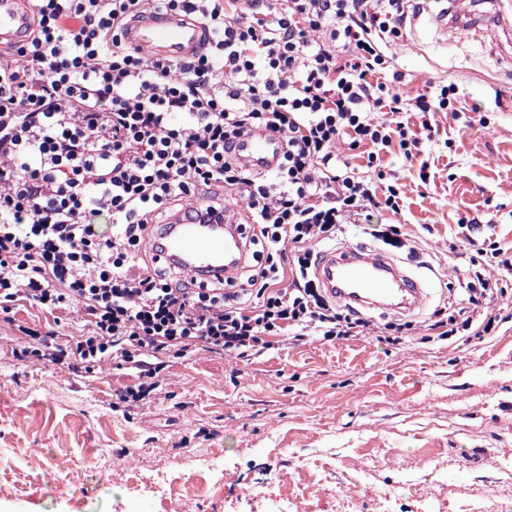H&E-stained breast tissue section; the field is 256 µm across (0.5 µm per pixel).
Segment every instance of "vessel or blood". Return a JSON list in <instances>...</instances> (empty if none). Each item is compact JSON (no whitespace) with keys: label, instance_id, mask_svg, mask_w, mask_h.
Segmentation results:
<instances>
[{"label":"vessel or blood","instance_id":"b4317fda","mask_svg":"<svg viewBox=\"0 0 512 512\" xmlns=\"http://www.w3.org/2000/svg\"><path fill=\"white\" fill-rule=\"evenodd\" d=\"M463 14L460 0H448L447 6L430 12L429 21L443 34L450 20L461 19ZM32 18L29 0H0V45L26 43ZM120 38L129 49L166 62L196 57L204 49L208 34L196 19L150 8L125 23ZM234 147L242 162L258 171L273 169L282 153L278 138L263 128L241 136ZM206 207L205 201L194 200L155 219L148 226L145 244L168 270L201 281L236 283L249 258L250 242L232 210H225L217 222L200 220ZM316 275L330 297L368 312L406 315L421 308L428 297L421 280L393 257L362 247L321 251Z\"/></svg>","mask_w":512,"mask_h":512}]
</instances>
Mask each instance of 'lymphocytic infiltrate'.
Returning <instances> with one entry per match:
<instances>
[{"label":"lymphocytic infiltrate","mask_w":512,"mask_h":512,"mask_svg":"<svg viewBox=\"0 0 512 512\" xmlns=\"http://www.w3.org/2000/svg\"><path fill=\"white\" fill-rule=\"evenodd\" d=\"M237 2L32 0L28 43L0 57V310L76 308L86 334L67 346L41 336L31 356L75 374L115 361L133 373L116 395L129 409L153 398L169 353L246 358L286 334L362 335L358 311L312 278L317 247L347 224L404 244L380 159L420 153L382 79L405 0H267L246 14ZM145 8L199 18L204 53L159 62L129 50L119 31ZM260 126L284 150L255 173L232 147ZM343 142L367 148L368 175L349 171ZM213 188L242 198L250 219L252 259L230 292L174 280L139 252L155 211ZM379 211L393 222L374 223ZM492 286L466 283L467 306L439 312L435 328L490 334L479 315Z\"/></svg>","instance_id":"1"}]
</instances>
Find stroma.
<instances>
[{
	"label": "stroma",
	"instance_id": "stroma-1",
	"mask_svg": "<svg viewBox=\"0 0 512 512\" xmlns=\"http://www.w3.org/2000/svg\"><path fill=\"white\" fill-rule=\"evenodd\" d=\"M505 40L494 22L464 21L389 48L409 122L432 128L419 157H383L404 205L405 246L391 254L432 290L420 311L369 313L363 335L290 337L257 358L167 356L161 391L130 411L112 407L132 382L115 364L78 376L20 360L27 329L62 344L80 335L71 310L19 301L0 312V482L12 487L0 492V512H331L328 494L361 463L373 471L349 512H369L390 486L410 496L401 466L443 498L413 503V512H448L471 486H495L512 463V287L494 294L490 335L443 340L429 325L450 284L474 278L471 250L457 244L462 225L512 247ZM446 83L458 88L455 112L414 108ZM394 322L405 327L401 339L382 341ZM206 453L265 488L215 491L195 467Z\"/></svg>",
	"mask_w": 512,
	"mask_h": 512
}]
</instances>
